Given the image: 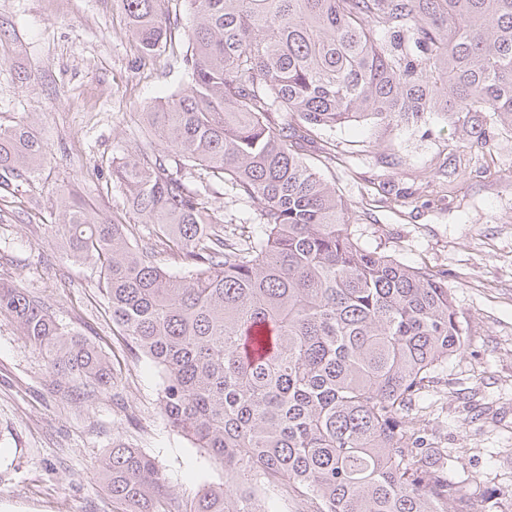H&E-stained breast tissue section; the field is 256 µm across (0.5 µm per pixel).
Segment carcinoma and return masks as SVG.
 <instances>
[{
	"label": "carcinoma",
	"mask_w": 512,
	"mask_h": 512,
	"mask_svg": "<svg viewBox=\"0 0 512 512\" xmlns=\"http://www.w3.org/2000/svg\"><path fill=\"white\" fill-rule=\"evenodd\" d=\"M183 2L188 82L145 112L160 149L112 160L149 243L63 190L51 238L93 264L126 347L160 371L167 425L224 469V484L185 511L155 458L117 437L94 464L112 502L256 512L237 495L253 476L304 512H472L429 458L420 406L464 347L453 289L363 246L277 114L310 131L434 112L512 125V0ZM122 3L144 55L181 28L166 0ZM46 155L27 125L0 127V184L27 179ZM217 184L259 202L257 228L228 230L210 205ZM2 311L56 386L113 380L102 350L28 292L0 282Z\"/></svg>",
	"instance_id": "1"
}]
</instances>
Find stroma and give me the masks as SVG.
Masks as SVG:
<instances>
[{"label": "stroma", "instance_id": "obj_1", "mask_svg": "<svg viewBox=\"0 0 512 512\" xmlns=\"http://www.w3.org/2000/svg\"><path fill=\"white\" fill-rule=\"evenodd\" d=\"M187 47L178 32L143 55L121 0H0V125L27 124L49 150L29 179L0 186V280L77 328L117 370L107 390H61L0 314V512H118L90 471L118 435L155 457L183 504L224 481L161 417L159 370L125 346L92 267L47 243L61 190L127 222L112 160L154 150L143 114L184 85ZM304 156L365 246L447 272L466 342L440 371L425 434L476 512H512V126L479 131L440 115L350 124L313 133Z\"/></svg>", "mask_w": 512, "mask_h": 512}]
</instances>
